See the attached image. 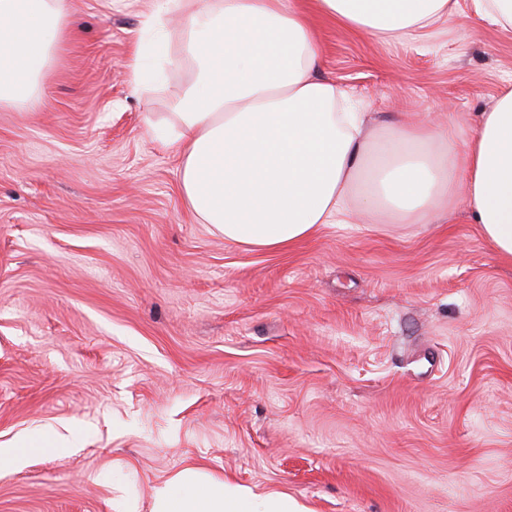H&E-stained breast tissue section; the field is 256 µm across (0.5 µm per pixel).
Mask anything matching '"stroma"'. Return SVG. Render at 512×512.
Here are the masks:
<instances>
[{
	"instance_id": "stroma-1",
	"label": "stroma",
	"mask_w": 512,
	"mask_h": 512,
	"mask_svg": "<svg viewBox=\"0 0 512 512\" xmlns=\"http://www.w3.org/2000/svg\"><path fill=\"white\" fill-rule=\"evenodd\" d=\"M321 74L365 137L475 132L512 81V28L378 40L300 0ZM153 0H70L44 105L0 112V448L75 446L0 475V512H151L194 467L308 512H512V265L458 199L444 224H339L292 248L225 244L144 123L193 83L128 65Z\"/></svg>"
}]
</instances>
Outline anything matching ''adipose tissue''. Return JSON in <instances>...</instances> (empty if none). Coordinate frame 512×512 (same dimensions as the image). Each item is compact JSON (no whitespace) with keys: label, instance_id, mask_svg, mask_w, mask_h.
I'll return each mask as SVG.
<instances>
[{"label":"adipose tissue","instance_id":"ef3b65f1","mask_svg":"<svg viewBox=\"0 0 512 512\" xmlns=\"http://www.w3.org/2000/svg\"><path fill=\"white\" fill-rule=\"evenodd\" d=\"M319 14L377 39L414 40L459 23L458 0H316ZM69 0H0V111L28 112L68 37ZM182 17L178 56L197 76L164 125L180 159L192 219L226 244L281 251L330 224L384 211L442 224L456 186L498 257L512 264V87L459 141L435 122L394 127L368 145L348 93L320 76L321 47L296 0H154L153 39L131 65L134 90L154 79L169 14ZM153 512H301L288 493L240 487L187 467L159 484Z\"/></svg>","mask_w":512,"mask_h":512}]
</instances>
